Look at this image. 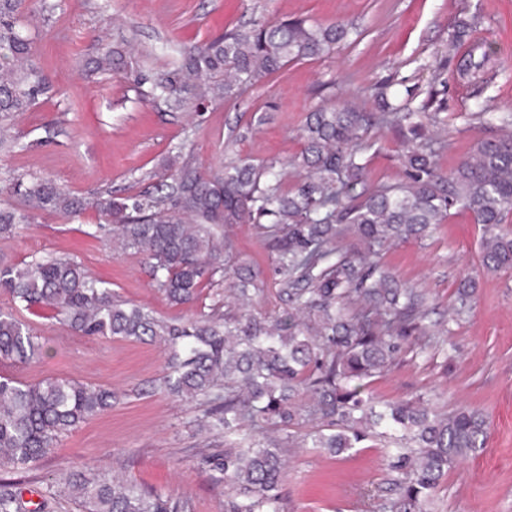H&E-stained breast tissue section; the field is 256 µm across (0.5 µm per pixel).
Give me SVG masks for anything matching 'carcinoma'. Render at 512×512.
Masks as SVG:
<instances>
[{
  "instance_id": "obj_1",
  "label": "carcinoma",
  "mask_w": 512,
  "mask_h": 512,
  "mask_svg": "<svg viewBox=\"0 0 512 512\" xmlns=\"http://www.w3.org/2000/svg\"><path fill=\"white\" fill-rule=\"evenodd\" d=\"M26 0H0V128L48 92L42 68L19 20ZM348 36L340 22H255L185 54L150 83L149 94L200 112L232 99L292 61L335 51ZM115 70L114 51L97 56L93 74ZM380 111L323 107L301 128L291 160L256 166L246 160L203 171L174 158L151 192L117 199L86 197L49 180L20 175L13 189L22 211L0 209V237H12L34 213L95 211L112 221L113 250L145 258L155 288L172 306L192 303L206 286L224 285V302L186 321L164 319L131 304L70 256L0 265V289L28 309L49 311L71 331L158 342L169 351L163 378L170 393L205 406L203 426L237 435L215 458L233 490L225 512H283L282 449L345 453L388 437L386 465L395 474L382 512H428L448 468L485 447L483 413L461 406L445 414L421 399L381 402L371 379L388 373L404 345L437 349L425 323L426 293L400 281L380 261L389 246L428 237L458 206L482 225L478 269L459 280L450 318L459 322L475 300L483 273L512 271V134L483 137L448 176L437 168L443 142L426 134L428 114L400 113L380 92ZM408 123L405 179L362 193L369 129ZM303 173L284 186V170ZM251 224L272 253L282 310L249 309L263 292L260 272L242 259L224 228ZM351 237L355 246L340 244ZM43 349L30 324L0 312V360L28 364ZM114 393L76 378L23 383L0 376V469L19 472L60 438L112 408ZM316 422L303 439L289 432ZM286 435H281V432ZM90 512H186L187 503L147 494L136 485L89 473L57 481ZM13 484H0V512H27Z\"/></svg>"
}]
</instances>
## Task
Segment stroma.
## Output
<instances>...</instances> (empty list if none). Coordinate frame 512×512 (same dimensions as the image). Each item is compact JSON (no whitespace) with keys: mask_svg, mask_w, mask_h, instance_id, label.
Returning <instances> with one entry per match:
<instances>
[{"mask_svg":"<svg viewBox=\"0 0 512 512\" xmlns=\"http://www.w3.org/2000/svg\"><path fill=\"white\" fill-rule=\"evenodd\" d=\"M22 26L33 41L49 91L33 110L9 122L14 146L0 151V180L21 173L53 180L89 196L150 189L155 174L177 154L208 168L242 157L287 161L301 149L298 132L309 112L346 104L377 111L376 93L390 86L406 112L431 109L429 131L444 141L438 156L449 172L476 139L496 134L481 125L478 107L512 112V0H27ZM303 18L308 24L341 21L349 29L338 52L288 63L241 97L214 101L204 112L170 109L147 94L135 71L147 51L161 70L175 51L258 21ZM465 36H458L460 23ZM118 47L124 65L95 82L88 64L100 47ZM488 53L483 73L466 64L474 48ZM406 133L372 130L363 161L373 187L403 178ZM106 217L89 211L65 218L38 213L21 235L0 238V263L68 254L125 299L158 316L186 319L208 311L214 289L196 303L170 306L153 287L142 256L115 255ZM480 225L451 209L431 237L393 245L382 264L422 288L449 329L448 351L407 349L371 390L386 401L423 397L440 411L466 405L488 417V440L478 455L449 468L434 512H512V274L480 276L467 319L449 323L459 279L479 265ZM0 310L32 323L44 344L30 364L0 361V374L35 383L74 377L112 389L110 411L80 424L36 463L0 472L30 512H83L59 492L65 470H92L135 483L147 493L169 494L188 512H224L229 490L207 461L223 451V433L202 428V408L168 393L160 378L163 348L128 340L79 336L39 310H27L0 292ZM285 512H379L390 473L380 442L334 456L320 448L286 452ZM372 499H364V491Z\"/></svg>","mask_w":512,"mask_h":512,"instance_id":"35a3bbf8","label":"stroma"}]
</instances>
